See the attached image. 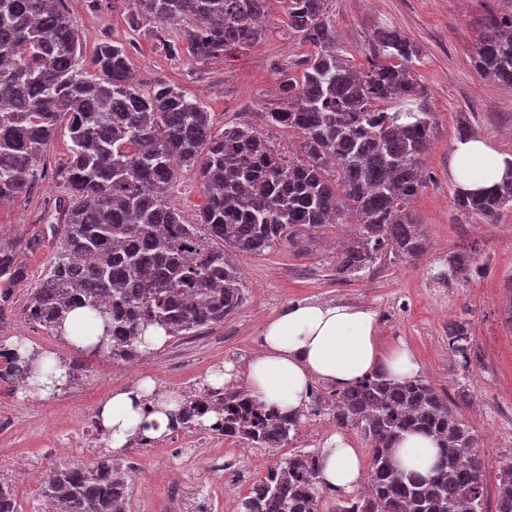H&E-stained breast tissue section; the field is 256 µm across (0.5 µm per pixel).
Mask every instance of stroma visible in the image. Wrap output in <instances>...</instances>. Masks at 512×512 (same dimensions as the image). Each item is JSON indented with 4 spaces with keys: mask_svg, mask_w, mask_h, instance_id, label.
I'll return each mask as SVG.
<instances>
[{
    "mask_svg": "<svg viewBox=\"0 0 512 512\" xmlns=\"http://www.w3.org/2000/svg\"><path fill=\"white\" fill-rule=\"evenodd\" d=\"M328 18L336 28L337 48L357 69L373 58L379 27H393L408 35L419 49L412 68L426 87L424 101L437 124V134L424 163L426 184L411 205L424 225L428 249L416 259L387 258L373 269L348 280L336 275L335 226L320 230L304 248L284 247L263 255L240 256L246 286L245 301L223 324L202 334L166 343L143 360L107 363L71 346L30 322L26 310L34 290L62 246L60 236L46 234L50 208L61 195L69 162V137L58 128L46 146L41 178L14 203L0 206V238L27 241L43 236L36 251L24 250L20 258L28 276L15 285L13 304L0 342L10 344L30 337V350L54 351L58 360L76 364L73 380L64 382L54 397L32 404H12L9 388L0 384V413L15 421L11 434L0 435V480L13 482L24 474L20 493L23 512H40L43 480L56 465L58 452L52 441L69 433L78 419L97 416L113 392L151 378L159 394L179 395L188 388L206 387L207 376L224 364L245 373L260 351L265 322L303 302H338L374 310L378 314V340L383 349L407 347L422 368L421 376L438 390L456 397L468 391L471 404L461 406L463 423L479 438L487 456L485 502L494 505L499 462L512 455V329L502 311L512 300V214L486 224L462 213L453 201L449 180L452 145L461 116H468L474 133L506 155H512V86L478 75L471 53L489 13H511L512 0H327ZM63 6L77 30L85 56L103 43L126 45L135 84L141 93L159 82L182 86L194 93L211 114L215 128L246 124L258 129L285 153L296 152L299 135L288 128L264 125L265 111L278 103V67L298 61L308 46L297 38L274 32L256 46L236 52L226 60L195 66L176 59L163 40L183 36L184 25H167L162 36L133 27L129 0H64ZM201 78H194L195 70ZM172 204L187 222H194L205 203L203 185L195 168L178 167L170 192ZM476 244L482 270L463 280L448 276V257L459 246ZM465 318L482 358L463 369L448 347L449 321ZM304 431L283 448H263L246 457L251 474H263L296 453L316 452L324 441L341 434L356 448L362 463L372 450L354 428L340 429L330 414L304 412ZM145 452L137 473L130 477L126 512H174L169 490L179 484L189 495L209 494L215 512H229L234 491L225 489L210 472L202 453L180 460L168 437Z\"/></svg>",
    "mask_w": 512,
    "mask_h": 512,
    "instance_id": "1",
    "label": "stroma"
}]
</instances>
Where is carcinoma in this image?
<instances>
[{"mask_svg": "<svg viewBox=\"0 0 512 512\" xmlns=\"http://www.w3.org/2000/svg\"><path fill=\"white\" fill-rule=\"evenodd\" d=\"M272 0H132L135 23L157 28L194 21L174 58L202 65L262 41ZM326 0H287L283 34L311 46L301 79L280 71L279 104L265 124L302 136L299 155L285 156L248 125L214 129L211 114L186 89L162 82L148 94L134 85L126 47L101 44L86 59L63 0H0V205L27 192L60 121L67 124L70 160L65 190L54 204L62 223L49 224L62 247L39 281L31 317L65 336L68 314L89 316L74 333L97 341L85 348L114 361H139V336L149 328L167 338L194 336L224 322L243 304L240 267L229 257L262 255L315 236L330 224H357L336 256L348 279L381 256L414 258L427 242L409 209L424 186L423 166L436 123L410 68L417 46L395 28L377 32L376 55L357 71L336 49ZM471 63L481 76L512 86V13L481 24ZM193 167L207 203L193 224L168 200L175 167ZM464 212L488 224L512 213V177L483 195L454 194ZM14 243L0 242V321L11 290L26 278ZM477 260L471 246L448 259L452 277ZM448 347L464 368L481 359L464 320L448 324ZM0 381L27 383L35 356L0 349ZM311 412L328 411L336 426L360 431L373 448L370 494L324 495L320 459L294 455L268 472L265 492L243 503L247 512H484L486 459L477 436L431 383L370 374L326 398L314 390ZM238 389L209 388L183 401L178 430L216 410L211 429L253 448H283L301 416L283 415ZM439 441L427 477L399 468L392 448L402 434ZM102 454L91 465L53 470L42 496L60 512H121L126 478ZM493 512H512V456L501 462Z\"/></svg>", "mask_w": 512, "mask_h": 512, "instance_id": "carcinoma-1", "label": "carcinoma"}]
</instances>
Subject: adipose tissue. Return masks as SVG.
Segmentation results:
<instances>
[{
	"label": "adipose tissue",
	"instance_id": "obj_1",
	"mask_svg": "<svg viewBox=\"0 0 512 512\" xmlns=\"http://www.w3.org/2000/svg\"><path fill=\"white\" fill-rule=\"evenodd\" d=\"M512 175V156L491 142L473 136L455 141L449 177L466 194L494 188ZM378 316L370 309L342 303L301 304L268 320L262 331V349L249 363L246 388L259 402L284 413L302 409L309 399L312 379L347 387L377 370L390 379L415 377L420 366L403 346L389 350L378 342ZM154 383L143 380L113 394L100 417L113 453L122 452L141 421L140 402ZM432 437L407 433L395 444L393 456L401 468L428 476L438 458ZM322 479L331 487L351 490L361 478V463L343 437L330 438L321 452Z\"/></svg>",
	"mask_w": 512,
	"mask_h": 512
}]
</instances>
